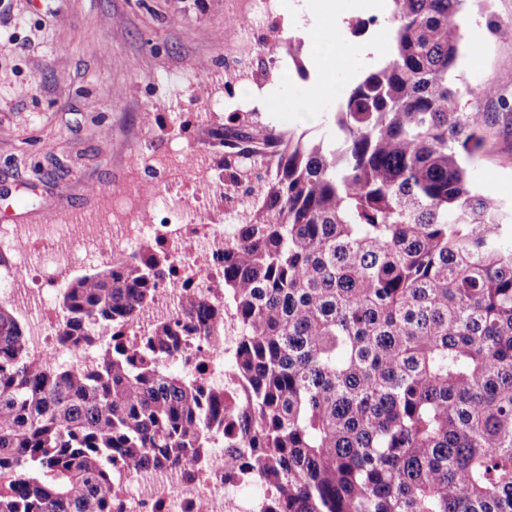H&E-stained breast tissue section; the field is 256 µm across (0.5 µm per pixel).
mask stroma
Wrapping results in <instances>:
<instances>
[{"instance_id":"stroma-1","label":"stroma","mask_w":512,"mask_h":512,"mask_svg":"<svg viewBox=\"0 0 512 512\" xmlns=\"http://www.w3.org/2000/svg\"><path fill=\"white\" fill-rule=\"evenodd\" d=\"M364 0H323L310 17L306 0H286L282 37L304 41L303 60L316 66L314 36L333 26L337 12L368 17ZM237 0H0V225L62 224L98 209L105 192H121L143 174L145 155L179 139L198 149L194 130L219 124L208 111L239 77L224 69V24ZM368 35L381 37L378 55L344 32L347 70L320 91L316 112L260 110L262 121L323 134L342 93L376 57H389L394 31L386 14ZM512 25V0L470 5L459 44V75L468 100L491 124L470 168L475 182L512 208V39L488 23ZM180 70L190 82L170 97L158 75ZM493 86L497 97L482 94ZM191 132H181V122Z\"/></svg>"}]
</instances>
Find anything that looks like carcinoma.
Here are the masks:
<instances>
[{
    "label": "carcinoma",
    "instance_id": "obj_1",
    "mask_svg": "<svg viewBox=\"0 0 512 512\" xmlns=\"http://www.w3.org/2000/svg\"><path fill=\"white\" fill-rule=\"evenodd\" d=\"M466 0H391L394 47L311 139L235 112L200 129L255 183L224 243L241 411L224 450L274 489L269 512H512V211L474 186L485 113L455 88ZM304 46L285 64L306 80ZM158 271L74 277L60 340L131 320ZM188 318L96 368H42L0 303V512H113L114 474L210 448L224 394L173 371Z\"/></svg>",
    "mask_w": 512,
    "mask_h": 512
}]
</instances>
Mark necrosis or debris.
<instances>
[{
	"mask_svg": "<svg viewBox=\"0 0 512 512\" xmlns=\"http://www.w3.org/2000/svg\"><path fill=\"white\" fill-rule=\"evenodd\" d=\"M246 24L224 27L225 66L239 63L241 48L257 56H277L272 39L285 11L284 0H244ZM146 177L120 197L108 196L104 210L71 218L64 224L0 226V303L10 305L26 325L32 360L45 367H84L98 362L92 349L58 342L66 320L57 300L81 269L132 260L148 253L167 259L152 294L123 333L132 345L150 337L158 323L176 321L184 300L195 293L215 306L224 304V241L237 231L239 199L224 193V177L213 152H188L179 144L144 160ZM196 191L186 197L184 181ZM220 342L189 337L174 358L187 364L195 382L223 392L224 413L238 409L237 380L231 354L237 341L232 316L221 320ZM229 459L222 446L208 449L193 463L159 468L121 469L116 512H263L271 490L244 477L228 478ZM252 486L243 495V486Z\"/></svg>",
	"mask_w": 512,
	"mask_h": 512,
	"instance_id": "obj_1",
	"label": "necrosis or debris"
}]
</instances>
